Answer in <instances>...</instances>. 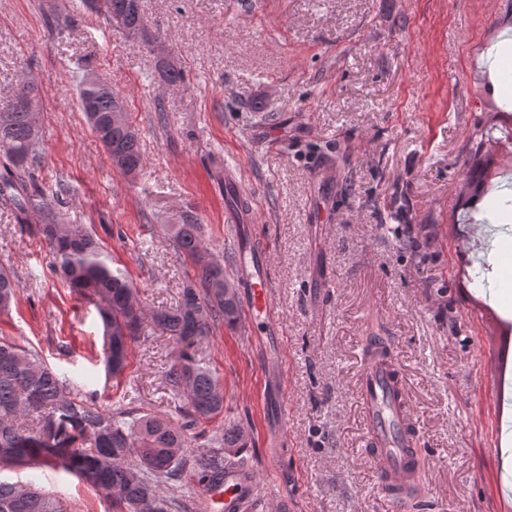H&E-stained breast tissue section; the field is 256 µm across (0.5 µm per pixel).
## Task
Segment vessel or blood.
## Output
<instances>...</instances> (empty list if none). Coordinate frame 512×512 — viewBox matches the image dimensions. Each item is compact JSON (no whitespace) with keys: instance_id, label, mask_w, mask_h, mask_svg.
I'll return each mask as SVG.
<instances>
[{"instance_id":"1","label":"vessel or blood","mask_w":512,"mask_h":512,"mask_svg":"<svg viewBox=\"0 0 512 512\" xmlns=\"http://www.w3.org/2000/svg\"><path fill=\"white\" fill-rule=\"evenodd\" d=\"M239 272L250 293L246 309L249 321H263L268 315L269 284L264 267L256 265L252 254L241 253ZM359 397L368 427L371 456L383 475L386 489L397 501H405L414 478L413 460L418 457V436L405 386L393 360L365 362ZM224 512H246L257 493V479L246 468L229 466L219 489Z\"/></svg>"}]
</instances>
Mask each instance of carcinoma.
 Instances as JSON below:
<instances>
[{
	"mask_svg": "<svg viewBox=\"0 0 512 512\" xmlns=\"http://www.w3.org/2000/svg\"><path fill=\"white\" fill-rule=\"evenodd\" d=\"M111 21L125 16L128 32L141 31L143 16L133 0H83ZM86 113L107 156L118 152L132 169L143 170L139 134L132 122L114 124L111 114L122 108L112 88L102 82L78 86ZM40 99L33 81H22L6 105L0 107V199L24 217H34L33 233L53 255V273L76 294L93 304L103 327L102 363L107 374L118 377L128 364L129 346L139 332L142 311L132 305L136 294L129 277L112 268V257L85 227L64 223L63 214L46 192L30 183V170L41 162L40 132L32 113L22 104ZM171 235L178 253L190 262L195 280L182 292L179 305L162 309L151 318L159 329L186 347L167 373L169 383L183 392L198 418L224 411L219 379L203 360L189 352L219 324L233 326L240 316L239 299L224 300V263L203 246L199 224H173ZM19 293L10 268L0 266V315L11 312ZM186 437L172 421L151 414L117 408L102 409L56 376L37 352L0 338V472L16 468L39 471L44 467L72 474L104 491L118 512H142L153 502L156 512H176L181 505L165 499L159 481L173 479L183 470ZM247 447L244 432L224 428V447L192 458L198 481L217 485L224 478V463ZM0 512H67L54 493L32 484L0 479Z\"/></svg>",
	"mask_w": 512,
	"mask_h": 512,
	"instance_id": "obj_1",
	"label": "carcinoma"
}]
</instances>
